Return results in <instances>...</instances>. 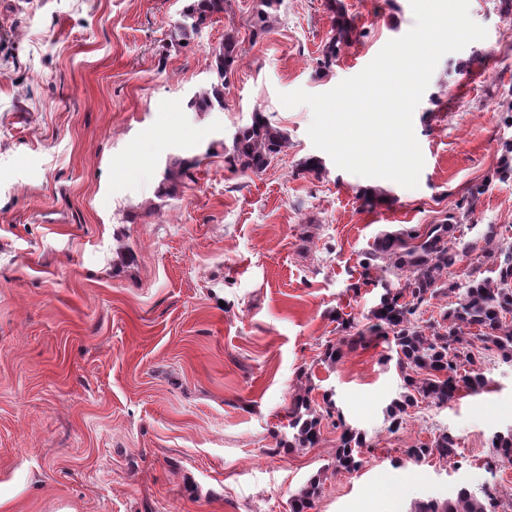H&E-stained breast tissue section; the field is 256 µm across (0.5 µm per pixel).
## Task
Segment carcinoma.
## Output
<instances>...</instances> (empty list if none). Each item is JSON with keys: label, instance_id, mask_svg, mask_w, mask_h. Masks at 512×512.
<instances>
[{"label": "carcinoma", "instance_id": "carcinoma-1", "mask_svg": "<svg viewBox=\"0 0 512 512\" xmlns=\"http://www.w3.org/2000/svg\"><path fill=\"white\" fill-rule=\"evenodd\" d=\"M281 0H260L253 23L252 38L266 31L270 12L278 10ZM224 11V0H186L182 21L174 37L187 40L198 33L208 19ZM351 25L343 11H338L336 33L329 37L324 51V63L336 57L338 44L349 40ZM239 58L238 41L231 35L215 52V79L208 86L196 91L187 101V108L194 112H215L224 109V85ZM288 144V134L270 124L261 112L253 113L251 122L238 127L228 140L211 143L206 155L215 154L214 147L224 149V162L230 167H240L254 173L264 171ZM198 160L171 158L166 161L159 190L172 191L183 178H192L191 170ZM455 225L432 224L422 235L413 232H388L378 237L363 253L362 267L365 276L373 269H383L382 262L395 259L407 271L404 284L398 288L385 285V293L372 316L376 323L371 331L390 340L396 353V366L403 382L402 399L390 407L388 415L391 429L402 423V414L414 405L416 397L429 399L437 405L448 404L461 391L477 394L485 389L489 380L474 368L476 342L492 344L502 360L512 361V244L500 239L497 228L490 224L483 235L484 247L478 242L455 235ZM475 256L476 264L467 273V282L448 281V269L457 262ZM494 266L495 277L484 275L482 266ZM458 293L456 306L448 310L444 320L448 325L428 334L417 322L416 314L422 303L439 294ZM477 332H472V329ZM288 416L293 430V441L288 447L313 448L320 440L322 415L315 414L309 400L298 397ZM334 426L343 427L333 461L335 470L354 471L361 465L359 448L363 438L345 427L342 417ZM493 455L486 461L490 473L503 457L512 452V429L495 431L491 437ZM408 458L422 461L429 457L459 464L457 437L449 430L441 431L429 444L406 451ZM317 480L295 496L292 512H308L317 494ZM499 489L486 484L481 493L475 494L466 487L457 489L455 496L440 504L436 501L418 502L413 512H498Z\"/></svg>", "mask_w": 512, "mask_h": 512}]
</instances>
